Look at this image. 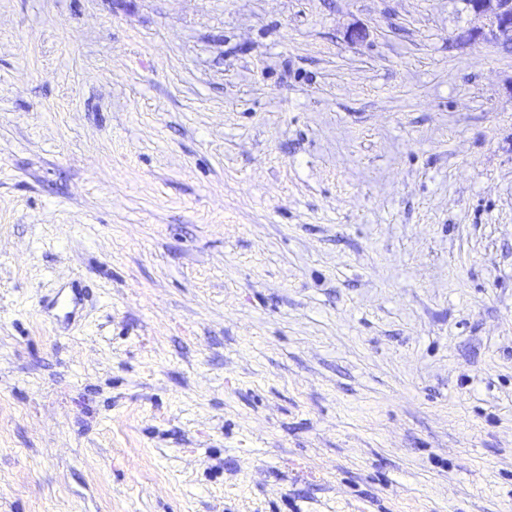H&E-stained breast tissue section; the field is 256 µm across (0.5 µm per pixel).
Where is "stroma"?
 Returning <instances> with one entry per match:
<instances>
[{
  "mask_svg": "<svg viewBox=\"0 0 512 512\" xmlns=\"http://www.w3.org/2000/svg\"><path fill=\"white\" fill-rule=\"evenodd\" d=\"M483 27L0 0V512H512V49Z\"/></svg>",
  "mask_w": 512,
  "mask_h": 512,
  "instance_id": "1",
  "label": "stroma"
}]
</instances>
